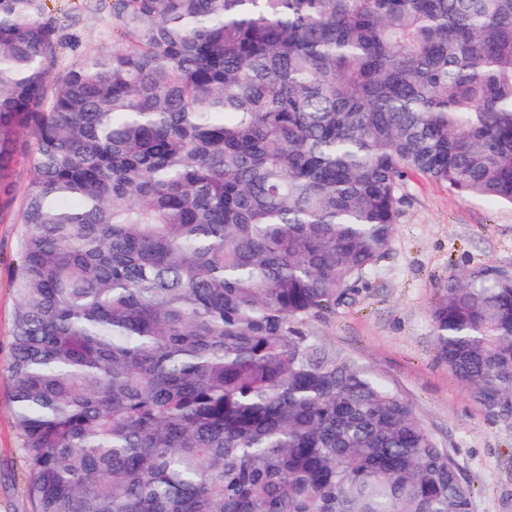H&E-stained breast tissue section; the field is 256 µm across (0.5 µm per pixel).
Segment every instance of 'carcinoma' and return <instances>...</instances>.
<instances>
[{"instance_id":"obj_1","label":"carcinoma","mask_w":512,"mask_h":512,"mask_svg":"<svg viewBox=\"0 0 512 512\" xmlns=\"http://www.w3.org/2000/svg\"><path fill=\"white\" fill-rule=\"evenodd\" d=\"M0 0V183L34 143L10 373L34 512H472L412 406L312 323L355 301L413 173L512 206V0H113L56 73ZM512 422V271L428 311Z\"/></svg>"}]
</instances>
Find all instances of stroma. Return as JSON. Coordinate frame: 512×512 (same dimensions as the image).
<instances>
[{"label": "stroma", "mask_w": 512, "mask_h": 512, "mask_svg": "<svg viewBox=\"0 0 512 512\" xmlns=\"http://www.w3.org/2000/svg\"><path fill=\"white\" fill-rule=\"evenodd\" d=\"M44 19L62 40L59 69L96 48L111 25L91 0H45ZM29 176L18 162L0 185V512H33L9 372L17 299L9 286L17 220ZM387 253L366 273L355 304L318 322L322 338L372 368L414 408L436 443L470 480L472 512H512V425L495 423L471 402L438 356L428 318L450 273L512 267V208L465 200L413 175Z\"/></svg>", "instance_id": "1"}]
</instances>
